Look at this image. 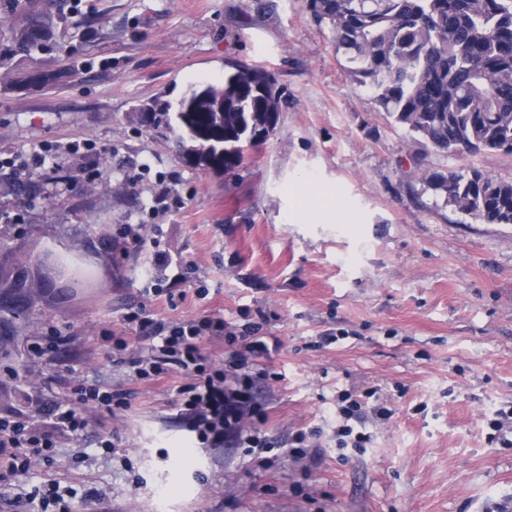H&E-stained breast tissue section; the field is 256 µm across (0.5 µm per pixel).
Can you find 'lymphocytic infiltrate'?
<instances>
[{"mask_svg": "<svg viewBox=\"0 0 512 512\" xmlns=\"http://www.w3.org/2000/svg\"><path fill=\"white\" fill-rule=\"evenodd\" d=\"M117 237L138 249H149L150 285L146 295H163L167 300H174L173 288L180 280L176 270L181 262L170 249L162 247L157 234L148 232L142 224H125ZM126 320L137 324L138 333L133 338L114 337L116 354L127 351L133 339L144 340L141 355L130 362L133 378L140 381L181 378L178 416L201 443L217 447L229 439L250 455L272 452V444L252 422L259 413L253 387L262 373L253 368L251 361L269 353L266 341H251L245 353H234L235 364L228 370L205 353L206 340L224 334V317L219 313L167 320L154 317L142 307L127 314ZM77 394V407L55 408L52 425L44 431L32 428L24 420L0 417V467L16 472L22 449H31L37 456L42 449L56 447L58 435L74 436L82 432L86 426L84 409L111 412L130 406L120 391L81 387Z\"/></svg>", "mask_w": 512, "mask_h": 512, "instance_id": "f902f5d3", "label": "lymphocytic infiltrate"}]
</instances>
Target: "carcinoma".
I'll return each instance as SVG.
<instances>
[{
	"instance_id": "carcinoma-1",
	"label": "carcinoma",
	"mask_w": 512,
	"mask_h": 512,
	"mask_svg": "<svg viewBox=\"0 0 512 512\" xmlns=\"http://www.w3.org/2000/svg\"><path fill=\"white\" fill-rule=\"evenodd\" d=\"M335 35L348 73L380 110L426 148L448 155L485 151L512 155V0H304ZM42 0H0L14 19L0 45V76L17 56L56 48ZM69 69L34 67L15 79L23 88L52 87ZM282 98L269 74L230 65L220 83L190 88L177 109L159 99L136 109L141 128L163 124L178 152L198 166L240 167L253 136L279 122ZM421 181L442 204L484 224H512V179L476 168L425 171ZM22 256L0 249V335L42 292L43 277L22 268Z\"/></svg>"
}]
</instances>
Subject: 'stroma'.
I'll return each mask as SVG.
<instances>
[{
    "instance_id": "1",
    "label": "stroma",
    "mask_w": 512,
    "mask_h": 512,
    "mask_svg": "<svg viewBox=\"0 0 512 512\" xmlns=\"http://www.w3.org/2000/svg\"><path fill=\"white\" fill-rule=\"evenodd\" d=\"M56 11L58 49L38 61L72 73L49 89L0 82V150L21 163L89 138L106 152L95 165L63 156L54 178L0 169V245L20 246L33 271L56 253L86 282L45 290L0 335V416L45 424L81 386L124 390L131 407L88 411L78 439L61 436L50 459L0 481V512H40L15 501L51 481L71 512L512 510V444L487 438L496 411L512 410V224L453 211L421 182L426 168L512 179V155L413 143L303 0H58ZM232 61L265 69L283 100L245 168L193 166L138 125L136 105L177 103ZM162 176L186 205L159 217ZM154 223L197 269L177 309L160 299L154 311H220L233 333L255 323L277 337L280 349L257 360L261 429L283 443L305 434L318 464L201 444L175 416L179 379L132 381L113 360L149 259L112 239L120 225ZM201 282L210 293L199 300ZM348 395L371 436L361 450L336 444Z\"/></svg>"
}]
</instances>
